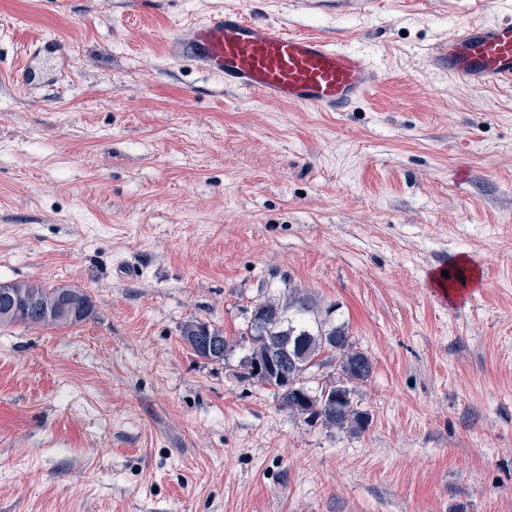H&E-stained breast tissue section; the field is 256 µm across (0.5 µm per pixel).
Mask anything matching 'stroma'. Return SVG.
Wrapping results in <instances>:
<instances>
[{"instance_id":"obj_1","label":"stroma","mask_w":512,"mask_h":512,"mask_svg":"<svg viewBox=\"0 0 512 512\" xmlns=\"http://www.w3.org/2000/svg\"><path fill=\"white\" fill-rule=\"evenodd\" d=\"M228 10L361 51L339 112L176 51ZM512 0H0V283L91 296L0 327V512H512V85L432 66ZM468 257L450 302L430 274ZM373 363L365 430L244 378L288 288ZM220 329L223 361L182 337ZM201 323H203V322L196 320V321H189L187 324L184 325L183 330H182L183 331L182 337L186 343H187V336H197V333L195 332V330H193V328L198 329L200 327L199 325ZM207 327L209 328L208 325H207ZM197 332L199 334H202V336H197V338H198L197 341L199 343V347L208 356H211V354H213V353H217V351L219 349L218 342L211 336H214L219 340L221 355H217V359H215L213 361H216V362L223 361L224 357L226 356L227 351L230 348V343L227 340L226 336H224V332L217 328H211V329L209 328L210 336H206V334H207L206 330L197 331ZM189 347L192 349V351L194 352V354L196 356L203 358V359L206 357L205 353L201 352L200 349H198L197 347H192L190 345H189Z\"/></svg>"}]
</instances>
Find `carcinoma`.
I'll return each mask as SVG.
<instances>
[{
    "mask_svg": "<svg viewBox=\"0 0 512 512\" xmlns=\"http://www.w3.org/2000/svg\"><path fill=\"white\" fill-rule=\"evenodd\" d=\"M15 306L19 311L1 316L0 325H22L27 328L66 327L67 321L57 319L56 313L66 287H47L40 282L12 283ZM317 313L310 298L296 288L279 297H263L256 301L250 325L241 339L252 345L244 369L254 362H265L288 351L290 382L283 384L274 375L260 382L273 392L280 406L303 418L307 424L316 420L325 427L362 431L369 422L367 414L353 405L350 388L369 379L373 365L370 358L358 350L350 336L340 326H330L320 320L309 324L307 316ZM336 363L337 381L319 388L309 387L313 370L327 362ZM329 392V402L320 398Z\"/></svg>",
    "mask_w": 512,
    "mask_h": 512,
    "instance_id": "carcinoma-1",
    "label": "carcinoma"
}]
</instances>
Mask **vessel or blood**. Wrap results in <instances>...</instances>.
<instances>
[{
	"label": "vessel or blood",
	"mask_w": 512,
	"mask_h": 512,
	"mask_svg": "<svg viewBox=\"0 0 512 512\" xmlns=\"http://www.w3.org/2000/svg\"><path fill=\"white\" fill-rule=\"evenodd\" d=\"M177 51L242 92L332 112L364 98L372 80L360 52L236 12L200 22ZM432 61L471 84L512 83V20L450 34Z\"/></svg>",
	"instance_id": "b4317fda"
}]
</instances>
